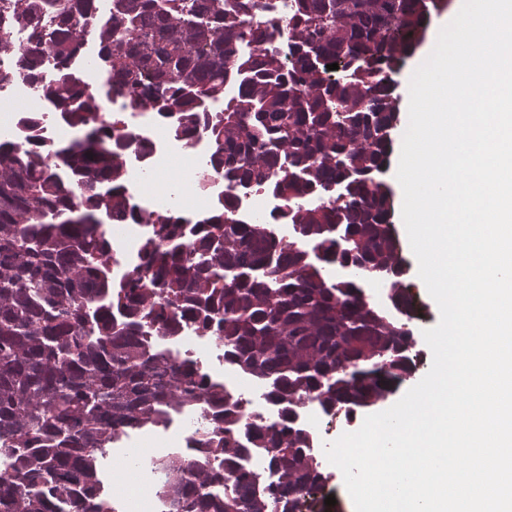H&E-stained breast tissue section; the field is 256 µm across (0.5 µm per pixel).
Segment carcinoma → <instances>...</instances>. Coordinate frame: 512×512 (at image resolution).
Returning a JSON list of instances; mask_svg holds the SVG:
<instances>
[{
	"label": "carcinoma",
	"mask_w": 512,
	"mask_h": 512,
	"mask_svg": "<svg viewBox=\"0 0 512 512\" xmlns=\"http://www.w3.org/2000/svg\"><path fill=\"white\" fill-rule=\"evenodd\" d=\"M447 5L295 0L288 56L246 58L239 46L262 40L265 0H110L100 20L96 0H0V57H17L83 131L58 152L62 177L41 145L0 142V460L11 469L0 479V512H115L102 487L112 443L158 422L167 406L202 399L219 424L208 447L224 461H160L174 474L160 486L166 512H296L326 482L294 403L313 399L352 418L419 362L405 289H390L383 308L362 284L401 280L384 178L400 111L396 76L424 38L430 7ZM18 25L29 31L24 52ZM87 29L126 107L179 113L188 138L205 121L203 102L224 100V83L241 80L213 128V162L228 179L281 198L292 240L240 223L227 196L195 223H159L143 265L112 279L104 219L142 215L121 184L128 143L112 139L100 91L68 73ZM46 58L59 79L43 80ZM334 265L357 275L333 280ZM185 322L218 336L225 359L265 380L267 398L286 410L280 421L242 422L237 403L196 365L150 354L140 341ZM252 448L276 481L239 468Z\"/></svg>",
	"instance_id": "carcinoma-1"
}]
</instances>
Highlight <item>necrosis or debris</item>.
Wrapping results in <instances>:
<instances>
[{
    "label": "necrosis or debris",
    "instance_id": "necrosis-or-debris-1",
    "mask_svg": "<svg viewBox=\"0 0 512 512\" xmlns=\"http://www.w3.org/2000/svg\"><path fill=\"white\" fill-rule=\"evenodd\" d=\"M267 3L265 22L271 27L269 36L258 43H242V55L252 56L262 50L282 54L288 51V39L281 27L292 13L293 0H267ZM0 103L10 107L8 113L0 116V139L19 146L41 142L48 163L57 165L55 149L68 123L26 78L16 60L0 58ZM111 104L121 109V132L130 141L125 156L124 187L142 215L138 221L122 219L120 234L112 240L114 279H124L140 265L144 244L152 233V221L173 215L196 220L210 213L227 195L236 197L241 223L267 224L279 238L292 236L291 225L282 217L285 205L281 199L261 188L233 184L223 171L211 166L215 144L207 126H200L188 140L179 134L176 118L160 117L148 108L126 109L117 96ZM25 112L42 114V123L35 128L24 125L21 115ZM176 167L184 174L181 181L170 185L160 182L161 174ZM144 343L152 349L169 351L177 360L194 362L212 381L222 384L225 393L240 402L243 422L270 424L279 420L280 409L265 399L262 381L225 360L218 339L202 333L194 323H186L178 335L166 340L148 336ZM293 411L297 425L314 440H321L328 428L334 435L343 433V413L325 416L317 405L307 400L297 403ZM213 426L207 406L201 402L173 416L165 426L144 432L141 440L126 451L127 456L136 460L130 479L115 474L107 477L105 487L112 492L117 512H164L158 493L160 478L153 467L155 459L185 452L216 463L213 450L203 445Z\"/></svg>",
    "mask_w": 512,
    "mask_h": 512
}]
</instances>
